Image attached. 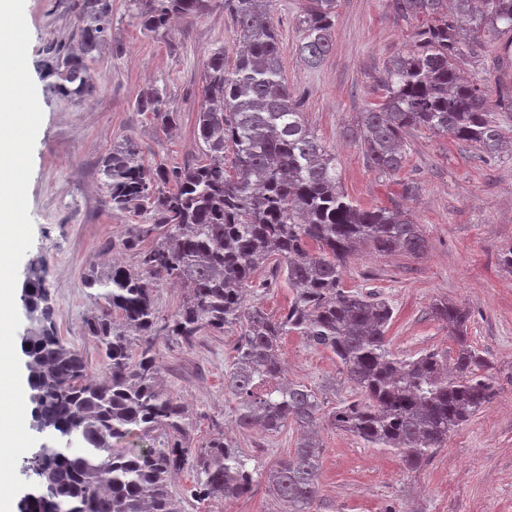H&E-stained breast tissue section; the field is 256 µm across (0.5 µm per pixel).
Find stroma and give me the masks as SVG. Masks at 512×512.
<instances>
[{
	"instance_id": "1",
	"label": "stroma",
	"mask_w": 512,
	"mask_h": 512,
	"mask_svg": "<svg viewBox=\"0 0 512 512\" xmlns=\"http://www.w3.org/2000/svg\"><path fill=\"white\" fill-rule=\"evenodd\" d=\"M78 7L79 0H25L28 70L43 120L28 186L33 243L24 259L44 262L57 334L83 352L98 377L101 358L85 334L97 305L84 275L114 259L136 267V251L121 240L131 225L144 221L136 208L109 203L101 162L125 139L138 144L144 162L170 170L202 160L194 126L203 66L215 49L232 48L235 33L219 0L190 21L173 22L162 37L143 31L129 0H112L110 39L90 62L96 93L79 101L62 96L45 67L55 45L74 43ZM299 15L300 0H274L284 76L309 125L335 155L345 193L364 207L408 211L429 242L420 257L350 260L343 288L391 304L387 337L403 359L433 349L454 351L455 341L433 307L440 301L461 305L471 314L468 338L489 361L497 388L492 402L416 470L406 468L398 454L322 427L317 512H512V271L500 262L502 250L512 246V153L489 157L451 136L419 130L408 137L402 169L392 177L379 175L344 131L357 112L378 103L384 63L413 46L426 20L394 18L389 0H339L333 48L312 69L297 51ZM153 88L177 115L172 130H162L152 113L136 106L139 95ZM26 264L19 277H26ZM263 276L265 286L250 289L248 298L279 316L293 291L282 273L267 270ZM236 340L233 329L202 331L189 344L159 340L160 383L186 408L188 447L224 434L264 469L293 451L298 433L291 427L276 433L236 430L235 403L224 393ZM282 353L289 379L318 390L325 411L361 398L330 352L287 336ZM194 484L191 469L173 475L180 512H280L261 487L241 499L200 501L191 495Z\"/></svg>"
}]
</instances>
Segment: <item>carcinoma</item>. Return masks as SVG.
Instances as JSON below:
<instances>
[{
  "mask_svg": "<svg viewBox=\"0 0 512 512\" xmlns=\"http://www.w3.org/2000/svg\"><path fill=\"white\" fill-rule=\"evenodd\" d=\"M131 2L134 18L154 35L172 17L192 18L211 6V0ZM337 2L302 0L298 52L310 66L332 50ZM272 3L224 0L236 32L234 61L228 64L218 48L204 64L205 103L196 119L204 161L173 172L153 168L131 140L103 161L112 207L133 204L152 220L123 245L134 249L141 236L160 231L152 247L139 250L138 270L113 264L84 277L99 305L85 332L99 351L103 380L90 376L83 354L57 336L43 278L34 273L24 287L36 327L21 337V350L33 427L48 442L31 460L35 479L23 512H178L171 478L186 467L197 474L193 494L201 501L238 499L262 483L281 512H315L322 421L370 448L399 453L416 469L495 396L488 361L468 340L465 309L448 302L434 307L456 340L454 358L433 350L400 359L388 349L391 305L342 288L347 261L359 248L418 256L427 241L403 212L362 207L343 190L336 157L288 88ZM391 7L402 20L422 16L429 23L412 48L387 62L382 103L359 113L352 134L369 167L399 171L407 136L423 129L499 152L507 139L495 113L512 110V84L498 88L492 101L481 81L463 78L461 69L483 38L512 34V0H391ZM111 27V0H82L79 51L66 45L52 51L61 95L94 96L88 59ZM137 106L165 130L176 123L177 113L156 90ZM171 179L178 185L173 192L164 190ZM272 260L294 289L277 318L245 297ZM162 280L188 288L166 335L189 343L204 329L238 331L224 377L238 431L288 425L298 431L294 450L273 467H250V458L224 437L185 447L184 409L158 383L153 290ZM290 335L333 353L365 399L324 415L317 390L282 378V341ZM136 336L143 343L135 354ZM155 431L166 443L141 444ZM122 443L132 447L116 449Z\"/></svg>",
  "mask_w": 512,
  "mask_h": 512,
  "instance_id": "carcinoma-1",
  "label": "carcinoma"
}]
</instances>
